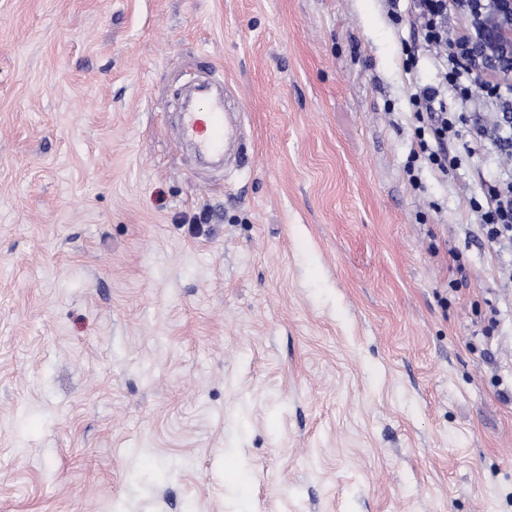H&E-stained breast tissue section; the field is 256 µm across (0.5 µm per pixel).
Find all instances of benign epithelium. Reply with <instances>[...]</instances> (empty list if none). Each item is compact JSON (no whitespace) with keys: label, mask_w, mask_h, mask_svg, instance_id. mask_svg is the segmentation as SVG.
I'll return each mask as SVG.
<instances>
[{"label":"benign epithelium","mask_w":512,"mask_h":512,"mask_svg":"<svg viewBox=\"0 0 512 512\" xmlns=\"http://www.w3.org/2000/svg\"><path fill=\"white\" fill-rule=\"evenodd\" d=\"M463 25L448 41L458 62L485 83L512 86V0H455Z\"/></svg>","instance_id":"1"}]
</instances>
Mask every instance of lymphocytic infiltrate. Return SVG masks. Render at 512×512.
<instances>
[{
  "label": "lymphocytic infiltrate",
  "instance_id": "f902f5d3",
  "mask_svg": "<svg viewBox=\"0 0 512 512\" xmlns=\"http://www.w3.org/2000/svg\"><path fill=\"white\" fill-rule=\"evenodd\" d=\"M406 11L423 34L428 52L441 72L439 85L411 86L409 103L413 108L414 145L405 165L408 182L413 189L423 187L422 172L434 179L447 181L461 164L462 156L485 152L487 136L481 113L452 112L445 99L447 86L460 87L462 81L448 62V37L444 28L446 0H405ZM463 143V155L448 149L449 143ZM467 214L470 223L479 226L487 242L499 248L512 249V175H504L496 183L482 186L481 194L469 198Z\"/></svg>",
  "mask_w": 512,
  "mask_h": 512
}]
</instances>
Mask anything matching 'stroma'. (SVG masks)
Instances as JSON below:
<instances>
[{"label":"stroma","mask_w":512,"mask_h":512,"mask_svg":"<svg viewBox=\"0 0 512 512\" xmlns=\"http://www.w3.org/2000/svg\"><path fill=\"white\" fill-rule=\"evenodd\" d=\"M420 39L388 0H0V512H512V254L466 209L502 155L412 190ZM204 76L241 170L178 139Z\"/></svg>","instance_id":"stroma-1"}]
</instances>
